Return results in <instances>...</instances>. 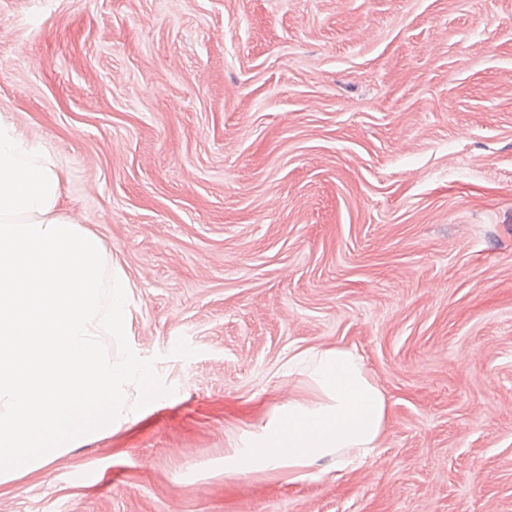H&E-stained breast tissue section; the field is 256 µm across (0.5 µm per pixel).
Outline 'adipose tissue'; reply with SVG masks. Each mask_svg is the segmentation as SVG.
<instances>
[{"instance_id": "obj_1", "label": "adipose tissue", "mask_w": 512, "mask_h": 512, "mask_svg": "<svg viewBox=\"0 0 512 512\" xmlns=\"http://www.w3.org/2000/svg\"><path fill=\"white\" fill-rule=\"evenodd\" d=\"M288 369L304 375V389L276 406L260 431L250 433L238 456L225 462L226 475L256 469L302 482L314 477L321 461L341 471L366 461L379 447L386 398L356 350L304 349L289 357Z\"/></svg>"}]
</instances>
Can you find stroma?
Wrapping results in <instances>:
<instances>
[{
    "instance_id": "stroma-1",
    "label": "stroma",
    "mask_w": 512,
    "mask_h": 512,
    "mask_svg": "<svg viewBox=\"0 0 512 512\" xmlns=\"http://www.w3.org/2000/svg\"><path fill=\"white\" fill-rule=\"evenodd\" d=\"M0 116L172 390L0 512H512V0H0ZM336 346L377 455L226 477L289 354Z\"/></svg>"
}]
</instances>
